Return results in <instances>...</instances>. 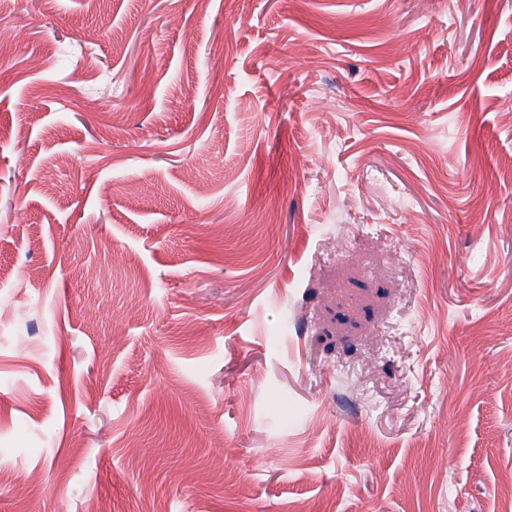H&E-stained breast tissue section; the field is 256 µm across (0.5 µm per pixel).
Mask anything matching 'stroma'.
<instances>
[{
    "instance_id": "obj_1",
    "label": "stroma",
    "mask_w": 512,
    "mask_h": 512,
    "mask_svg": "<svg viewBox=\"0 0 512 512\" xmlns=\"http://www.w3.org/2000/svg\"><path fill=\"white\" fill-rule=\"evenodd\" d=\"M0 512H512V0H0Z\"/></svg>"
}]
</instances>
